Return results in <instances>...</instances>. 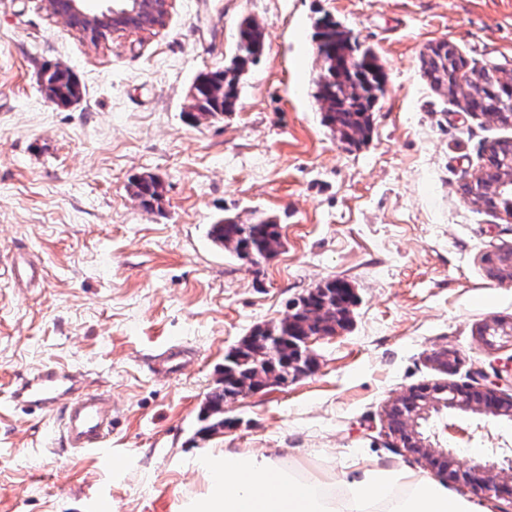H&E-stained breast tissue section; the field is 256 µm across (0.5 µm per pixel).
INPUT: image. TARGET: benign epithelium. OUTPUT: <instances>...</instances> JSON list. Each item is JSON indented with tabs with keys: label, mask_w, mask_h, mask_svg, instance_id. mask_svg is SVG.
Returning a JSON list of instances; mask_svg holds the SVG:
<instances>
[{
	"label": "benign epithelium",
	"mask_w": 512,
	"mask_h": 512,
	"mask_svg": "<svg viewBox=\"0 0 512 512\" xmlns=\"http://www.w3.org/2000/svg\"><path fill=\"white\" fill-rule=\"evenodd\" d=\"M72 13L62 17L83 40L99 46L116 35L133 36L152 31L163 25L172 5V0H153L154 10L150 14L140 11L141 0H123L122 6H109L104 10L90 12L86 0H71ZM494 200L503 195H512V170L502 171L494 184ZM494 399V390L473 392L460 385L424 384L409 390L396 398L388 409L391 434L398 446L418 455L431 467L439 468L455 478H463L476 494L494 492L512 496V448H502V462L462 463L451 449L433 444L421 431V422L432 414L444 409H454L465 413L491 414L512 419V409L499 404L493 407L482 405L484 399Z\"/></svg>",
	"instance_id": "obj_1"
}]
</instances>
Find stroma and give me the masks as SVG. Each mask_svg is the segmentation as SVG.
Wrapping results in <instances>:
<instances>
[{
  "instance_id": "stroma-1",
  "label": "stroma",
  "mask_w": 512,
  "mask_h": 512,
  "mask_svg": "<svg viewBox=\"0 0 512 512\" xmlns=\"http://www.w3.org/2000/svg\"><path fill=\"white\" fill-rule=\"evenodd\" d=\"M327 14L387 74L357 148L322 125L315 98ZM247 19L265 49L235 112L191 123V85L224 66ZM443 41L465 62L452 96L424 74ZM55 64L78 103L44 94ZM490 67L512 73V0H175L163 27L97 47L42 0H0V512H182L216 448L438 478L389 435L392 400L448 382L512 398V335L482 334L512 326V282L485 261L512 250V219L462 190L512 141V125L464 108ZM147 175L164 188L149 210L131 189ZM227 215L276 221L280 253L253 266L215 248L208 226ZM335 278L355 302L346 327L310 337L312 371L225 403L224 431L202 433L225 355ZM174 344L192 365L154 372ZM52 364L111 395L119 467L66 449L56 415L11 406L14 382ZM425 428L465 458L512 445V422L491 415L444 412Z\"/></svg>"
}]
</instances>
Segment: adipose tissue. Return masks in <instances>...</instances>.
Returning a JSON list of instances; mask_svg holds the SVG:
<instances>
[{"instance_id": "1", "label": "adipose tissue", "mask_w": 512, "mask_h": 512, "mask_svg": "<svg viewBox=\"0 0 512 512\" xmlns=\"http://www.w3.org/2000/svg\"><path fill=\"white\" fill-rule=\"evenodd\" d=\"M204 469L207 489L186 512H478L472 500L403 468L311 473L275 456L222 449Z\"/></svg>"}]
</instances>
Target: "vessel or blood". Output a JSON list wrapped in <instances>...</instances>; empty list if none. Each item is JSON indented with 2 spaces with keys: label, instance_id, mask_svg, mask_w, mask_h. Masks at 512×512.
Segmentation results:
<instances>
[{
  "label": "vessel or blood",
  "instance_id": "obj_1",
  "mask_svg": "<svg viewBox=\"0 0 512 512\" xmlns=\"http://www.w3.org/2000/svg\"><path fill=\"white\" fill-rule=\"evenodd\" d=\"M9 399L27 411L59 412L67 448L93 453L102 463H111L112 451L106 441L112 432V399L89 389L80 373L60 365L44 366L16 381Z\"/></svg>",
  "mask_w": 512,
  "mask_h": 512
}]
</instances>
